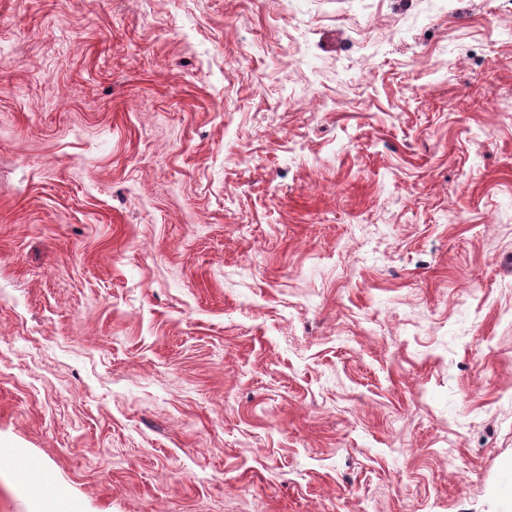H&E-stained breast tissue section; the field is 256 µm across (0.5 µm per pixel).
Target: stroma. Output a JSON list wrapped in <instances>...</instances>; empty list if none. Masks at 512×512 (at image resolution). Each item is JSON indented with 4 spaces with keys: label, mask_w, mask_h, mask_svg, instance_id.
<instances>
[{
    "label": "stroma",
    "mask_w": 512,
    "mask_h": 512,
    "mask_svg": "<svg viewBox=\"0 0 512 512\" xmlns=\"http://www.w3.org/2000/svg\"><path fill=\"white\" fill-rule=\"evenodd\" d=\"M49 503L512 512L507 0H0V512Z\"/></svg>",
    "instance_id": "1"
}]
</instances>
